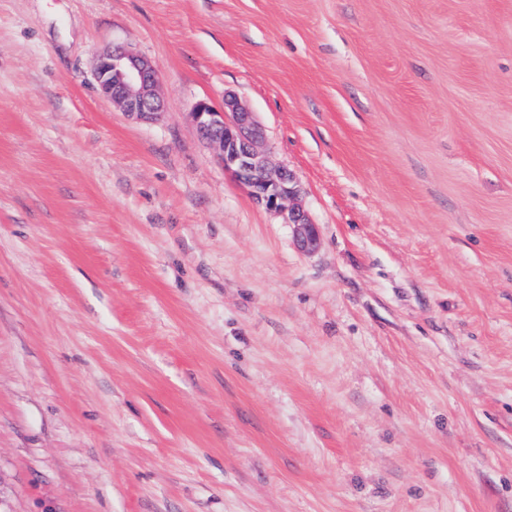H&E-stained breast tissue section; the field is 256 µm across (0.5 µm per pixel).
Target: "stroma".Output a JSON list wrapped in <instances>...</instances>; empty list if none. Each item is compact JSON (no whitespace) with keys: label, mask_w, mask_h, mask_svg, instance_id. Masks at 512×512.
I'll use <instances>...</instances> for the list:
<instances>
[{"label":"stroma","mask_w":512,"mask_h":512,"mask_svg":"<svg viewBox=\"0 0 512 512\" xmlns=\"http://www.w3.org/2000/svg\"><path fill=\"white\" fill-rule=\"evenodd\" d=\"M0 512H512V0H0ZM96 74L102 94L123 112L151 121L164 111L159 77L147 59L123 47H112L99 57ZM191 113L200 138L215 149L224 170L257 204L285 215L301 251L314 252L319 246L317 224L298 203L299 180L290 169L270 162L255 113L231 96L224 98L222 110L199 101Z\"/></svg>","instance_id":"1"}]
</instances>
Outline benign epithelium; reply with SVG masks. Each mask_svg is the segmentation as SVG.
I'll list each match as a JSON object with an SVG mask.
<instances>
[{
	"instance_id": "1",
	"label": "benign epithelium",
	"mask_w": 512,
	"mask_h": 512,
	"mask_svg": "<svg viewBox=\"0 0 512 512\" xmlns=\"http://www.w3.org/2000/svg\"><path fill=\"white\" fill-rule=\"evenodd\" d=\"M96 74L102 94L129 115L151 121L164 111L159 77L147 59L114 47L99 57ZM192 117L200 138L215 149L224 169L257 204L285 215L301 251H315L319 246L318 229L298 203L299 180L290 169L270 162L264 131L255 113L228 96L222 110L206 101L198 102Z\"/></svg>"
}]
</instances>
